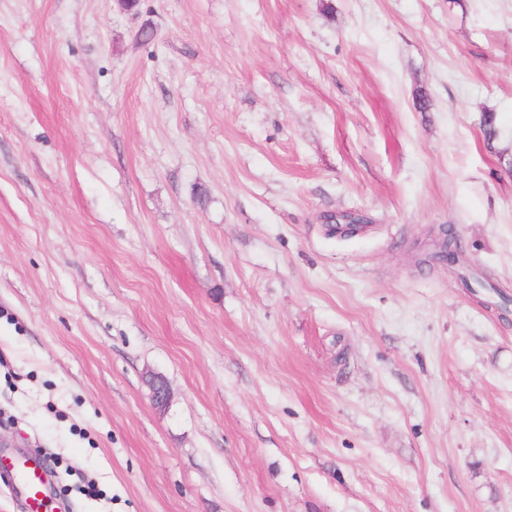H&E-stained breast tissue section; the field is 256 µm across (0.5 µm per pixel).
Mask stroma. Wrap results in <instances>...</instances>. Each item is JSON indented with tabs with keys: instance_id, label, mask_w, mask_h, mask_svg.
Masks as SVG:
<instances>
[{
	"instance_id": "35a3bbf8",
	"label": "stroma",
	"mask_w": 512,
	"mask_h": 512,
	"mask_svg": "<svg viewBox=\"0 0 512 512\" xmlns=\"http://www.w3.org/2000/svg\"><path fill=\"white\" fill-rule=\"evenodd\" d=\"M504 155L512 0H0V454L57 512H512ZM14 474L25 488L28 498L34 508L32 512H50L48 503L43 498V485L46 468L44 464L30 465L27 460H12V466L8 470Z\"/></svg>"
}]
</instances>
